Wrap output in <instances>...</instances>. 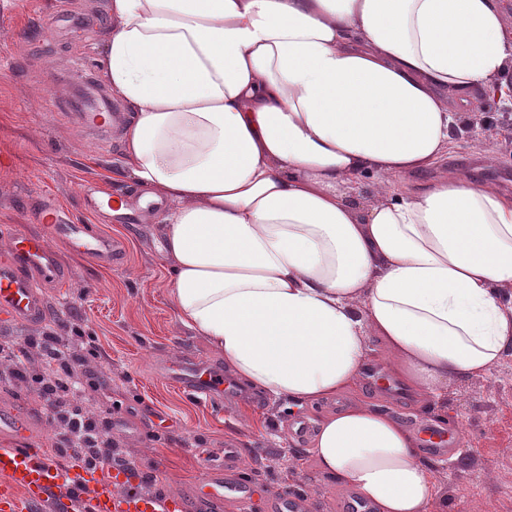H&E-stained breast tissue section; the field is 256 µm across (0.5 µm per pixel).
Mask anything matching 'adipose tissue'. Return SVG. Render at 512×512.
I'll return each mask as SVG.
<instances>
[{
    "label": "adipose tissue",
    "instance_id": "ef3b65f1",
    "mask_svg": "<svg viewBox=\"0 0 512 512\" xmlns=\"http://www.w3.org/2000/svg\"><path fill=\"white\" fill-rule=\"evenodd\" d=\"M99 73L178 323L374 512H430L415 428L342 397L371 341L421 396L512 351V193L439 172L475 93L512 99L504 0H107Z\"/></svg>",
    "mask_w": 512,
    "mask_h": 512
}]
</instances>
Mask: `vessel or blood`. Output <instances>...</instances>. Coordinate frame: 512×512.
<instances>
[{"label": "vessel or blood", "mask_w": 512, "mask_h": 512, "mask_svg": "<svg viewBox=\"0 0 512 512\" xmlns=\"http://www.w3.org/2000/svg\"><path fill=\"white\" fill-rule=\"evenodd\" d=\"M37 215L43 231L15 232L8 259L0 261V312L18 322L37 321L44 315L40 282L67 280L49 239L62 240L72 252L93 260L104 258L109 250L104 236L88 225L66 223L52 204L40 203ZM167 376L200 399L228 396L234 390L222 371L199 363L172 364ZM30 432L27 419L0 414V512H191L193 503L201 499L212 504L230 500L240 512L249 508V489L237 476V449H225L223 462L211 465L186 493L145 494L137 488L138 477L125 469H113L106 479L100 468L63 463L50 449L18 446V439ZM421 444L424 454L443 459L458 448V432L452 427L431 428Z\"/></svg>", "instance_id": "obj_1"}]
</instances>
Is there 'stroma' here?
Segmentation results:
<instances>
[{"mask_svg": "<svg viewBox=\"0 0 512 512\" xmlns=\"http://www.w3.org/2000/svg\"><path fill=\"white\" fill-rule=\"evenodd\" d=\"M106 4L0 0V251L17 228L40 231L35 208L42 202L59 204L71 223L92 225L117 246L111 260L93 261L53 242L68 270L65 287L44 286L48 312L38 322L0 314V344L25 346L27 365L37 371L40 351L30 341L46 329L77 355L83 336L97 337L100 354L81 369L111 392L112 402L83 398L79 404L91 417L111 416L103 434L112 459L134 463L143 490L186 489L221 451L236 448L249 512H269L274 498L292 490L300 494L302 512H341L350 488L315 466L306 442L280 430L278 403H252L253 388L245 383L236 396L206 403L163 375L166 363L178 358L219 368L224 358L176 320L158 231L165 208L142 213L140 223L117 224L84 204L92 189L138 203L132 182L118 177L125 164L120 136L91 132L77 118L79 93L99 80L86 66L97 63L109 30ZM506 127L512 128V109L476 96L455 129L446 166L474 182L512 189V151L502 150L494 167L483 161ZM349 396L407 424L454 421L463 452L449 465L430 462L452 512H512V353L490 377L466 380L440 399L419 400L403 382L389 393L363 374ZM1 411L34 419L31 445L58 446L61 428L51 408L0 363Z\"/></svg>", "mask_w": 512, "mask_h": 512, "instance_id": "1", "label": "stroma"}]
</instances>
